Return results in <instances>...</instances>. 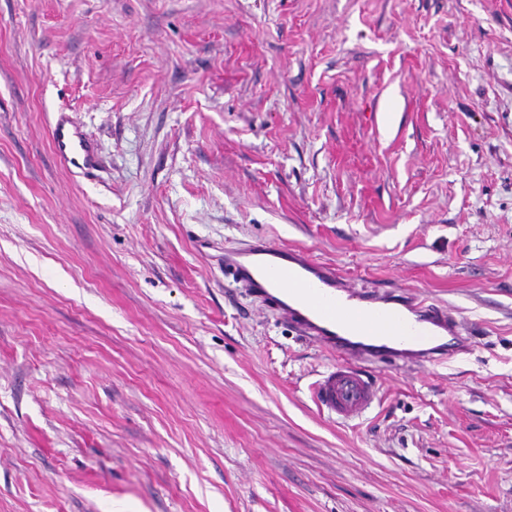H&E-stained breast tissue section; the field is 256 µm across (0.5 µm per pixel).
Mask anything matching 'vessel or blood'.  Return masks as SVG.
Returning a JSON list of instances; mask_svg holds the SVG:
<instances>
[{
  "label": "vessel or blood",
  "instance_id": "vessel-or-blood-1",
  "mask_svg": "<svg viewBox=\"0 0 512 512\" xmlns=\"http://www.w3.org/2000/svg\"><path fill=\"white\" fill-rule=\"evenodd\" d=\"M56 158L84 173L95 163L83 134L57 121L51 129ZM224 273L272 307L298 335L336 355V366L310 388L317 410L351 421L378 400L369 368L419 365L453 358L467 350L448 312L407 293L374 295L351 288L335 267L305 250L258 240L225 250Z\"/></svg>",
  "mask_w": 512,
  "mask_h": 512
}]
</instances>
